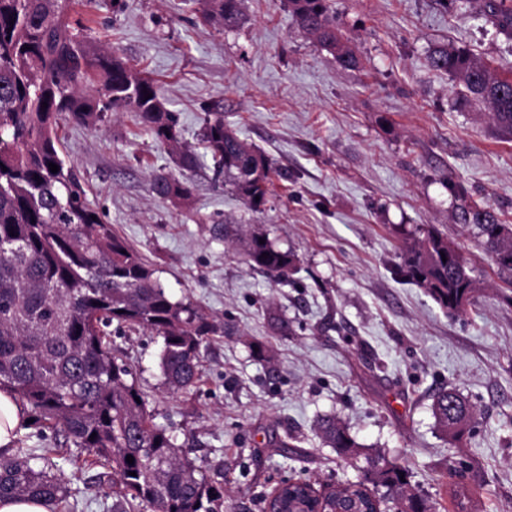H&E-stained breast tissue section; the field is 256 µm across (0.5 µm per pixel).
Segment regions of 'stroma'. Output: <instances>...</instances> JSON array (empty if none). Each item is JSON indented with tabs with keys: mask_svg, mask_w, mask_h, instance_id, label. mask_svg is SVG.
Masks as SVG:
<instances>
[{
	"mask_svg": "<svg viewBox=\"0 0 512 512\" xmlns=\"http://www.w3.org/2000/svg\"><path fill=\"white\" fill-rule=\"evenodd\" d=\"M359 64L344 68L304 34L286 0H243L232 28L198 0H71L70 22L99 51L150 77L178 118L192 171L133 113L98 128L63 119L58 135L91 207L150 264L174 298L222 326L188 393L163 384L161 340L113 330L112 344L158 423L213 482L224 512H265L282 481L362 480L326 447L332 415L369 451L404 468L432 512H512V272L453 220L463 186L512 225V139L433 71L434 46L468 49L512 74V39L461 0H330ZM264 154L270 193L248 207L215 176L201 138L207 109ZM188 178L185 201L152 193L154 175ZM434 226L467 258L475 291L452 317L403 272L410 233ZM255 232L294 258L282 282L244 260ZM274 306L288 330L272 333ZM453 389L476 415L457 440L432 404ZM75 512H111L99 467L64 464Z\"/></svg>",
	"mask_w": 512,
	"mask_h": 512,
	"instance_id": "1",
	"label": "stroma"
}]
</instances>
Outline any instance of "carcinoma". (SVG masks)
Listing matches in <instances>:
<instances>
[{
  "instance_id": "1",
  "label": "carcinoma",
  "mask_w": 512,
  "mask_h": 512,
  "mask_svg": "<svg viewBox=\"0 0 512 512\" xmlns=\"http://www.w3.org/2000/svg\"><path fill=\"white\" fill-rule=\"evenodd\" d=\"M287 2L301 30L344 67H357L328 0ZM241 5L202 0L205 16L225 27L241 20ZM68 6L69 0H0V391L30 409L33 425L60 427L65 443L112 469V512H130L137 504L151 512H222L224 487L209 482L156 422L104 333L115 322L161 337L164 384L188 392L200 382L202 352L220 326L191 301L173 299L155 270L96 215L61 154L58 120L94 127L108 113L124 110L178 154L180 167L195 168L197 157L180 151L176 115L166 109L157 84L118 55L98 53L70 26ZM479 6L487 22L512 37V0H479ZM428 62L455 80L466 100L484 105L497 131L512 138L511 79L453 45L433 48ZM204 142L216 173L229 179L244 203H264L269 161L224 125L221 111L205 120ZM51 163L58 172L50 171ZM151 189L168 200L191 194L188 180L168 174L155 175ZM458 223L475 227L491 260L512 270L511 224L501 223L489 205L475 203L459 206ZM418 232L422 236L405 245L406 276L448 313L463 312L474 292L465 257L449 253L450 243L436 231ZM246 260L280 280L293 266L290 253L260 232L249 239ZM433 414L439 429L455 439L474 410L448 390L436 397ZM319 429L341 455L362 449L335 418L321 420ZM59 456L55 448H31L16 439L13 453L0 457V500H44L74 512ZM403 474L392 463L368 483L337 491L286 487L273 497L274 505L280 512H375L368 486L379 485L399 490L397 507L426 512L424 501L400 480Z\"/></svg>"
}]
</instances>
